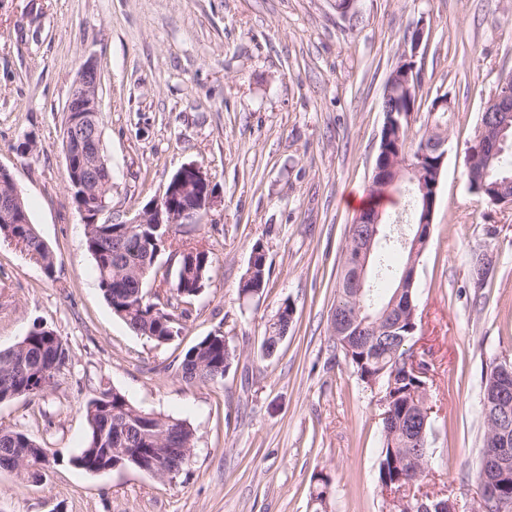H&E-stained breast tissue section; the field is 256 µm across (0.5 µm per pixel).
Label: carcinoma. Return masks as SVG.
<instances>
[{
  "instance_id": "1",
  "label": "carcinoma",
  "mask_w": 512,
  "mask_h": 512,
  "mask_svg": "<svg viewBox=\"0 0 512 512\" xmlns=\"http://www.w3.org/2000/svg\"><path fill=\"white\" fill-rule=\"evenodd\" d=\"M448 118L441 112L434 117L431 127L423 133L412 135L404 132L398 148L408 156H415L424 142L434 135L447 131ZM491 178L500 180L508 192H512V165L504 156H499L491 168ZM405 204L403 212L396 215L393 223L400 224L409 218L414 230H419L423 213L418 186L409 182L403 186ZM24 222L21 224L0 223V234L14 239L22 250L42 264L47 273L54 270V255L37 233L26 206H21ZM120 224L85 225V247L95 261L99 288L112 308L131 330L158 343H168L180 336L184 329L183 315L172 309L179 303H188L197 298L210 279L213 267L211 251L196 254H181L179 260L185 266L186 276L174 280L165 297L166 306L161 302L144 300L131 309L126 304L112 300L114 287L135 292L145 266L152 265L150 275L159 273V266L151 264L152 256L144 246L152 226L141 227L135 234L121 231ZM252 251L257 253L253 277L240 285V292L251 296L261 293L267 286L269 268L263 246L256 243ZM388 302L376 299L369 287L356 296L341 285H336V304L332 316L350 318L365 322L366 335L358 338L335 337L336 346L345 351L343 340H349L352 354L344 355L345 361L353 368L359 379L366 385L378 381L383 389L382 398L392 412L390 422L383 423L382 448L378 465V481L406 484L416 481L421 466L432 462L429 437L430 425H425L422 442H411L413 434L406 427L408 417L415 411L412 392L417 390L423 379L404 374L406 358L410 357L408 343L414 334L416 323L406 322L395 330V336L388 339L375 335L373 322ZM235 350L224 341V334L217 330L205 336L184 355L177 367V375L188 383H212L223 380L224 374L235 360ZM70 359L69 349L62 339L49 328L36 327L14 346L0 350V402L19 396L39 395L52 384L55 374ZM401 375L396 386L386 387L384 381L392 372ZM139 408L128 403L124 395L104 389L86 407L89 434L81 452L71 458V463L88 473H100L111 466L110 455L114 448L130 449V458L124 465L145 472L155 466L160 457L169 467H177L176 455L163 440V435L178 429L179 448H192L195 444L194 429L185 420L161 414L142 423ZM39 471L50 463L47 449L41 447L27 434L0 427V463L10 466L18 460Z\"/></svg>"
}]
</instances>
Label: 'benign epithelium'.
<instances>
[{"label":"benign epithelium","instance_id":"benign-epithelium-1","mask_svg":"<svg viewBox=\"0 0 512 512\" xmlns=\"http://www.w3.org/2000/svg\"><path fill=\"white\" fill-rule=\"evenodd\" d=\"M418 69L415 62L403 61L393 71L384 95L383 112L385 122L383 125L384 140L378 149L375 158L373 181L375 185L385 189H391L408 180L419 185L424 195V210L421 223L432 224L439 176L447 154L445 145L447 137L442 135L434 139L429 146L423 148L416 161L409 160L387 148L388 143L395 139V134L411 124L412 112H392L391 99L396 96L398 83L408 84L410 79L417 76ZM101 111L99 98V74L94 61L84 62L80 68L77 80L74 84L70 98L65 107V115L69 116L78 112ZM496 113L512 114V80L505 78L500 81L499 89L486 103L483 109V117L479 126L477 137L470 146L467 155V167L471 192L480 195L488 189L496 190L489 195V203L493 205L512 206V194L503 191L496 182L488 181L489 173L485 169H474L472 164L481 157L493 158L500 152V145L505 139V131L509 126L508 121H503L497 129V134L488 133V124ZM68 128L67 145L73 155L79 161L70 181L72 190L88 193V188L96 180V168L100 166L101 142L96 133H90L86 127L73 122L66 125ZM112 187L113 181H108L94 194L97 208L94 218L87 219L86 207H81L80 212L83 222L98 223L100 218H105V223L112 224ZM22 193L14 178H9L5 192H0V217L8 224L15 211V204L21 198ZM216 193L207 173L196 163L183 164L169 179L163 193L151 200L140 213L127 220L129 224H158L167 225V231L161 237V248L157 254H162V249H171L170 242L173 239V227L177 224H197L207 211L216 203ZM382 225V212L365 211L355 221L356 235L353 241L355 258L347 267L349 285L352 288L363 289L367 282V266L380 235ZM428 241V235L417 233L413 240L406 241V245L412 247L411 262L400 280V287L410 288L414 284L415 264L417 258L423 252ZM498 449L488 468L484 469L483 478L479 483L478 510L484 512L487 505L494 503L499 512H507L512 507V502L500 498L499 491L495 489L496 480L490 478V473L503 470L508 465L512 449L509 448L508 430H502L497 442ZM389 495L394 506L393 512H455L453 504L449 501L428 503L425 498L418 495H410L406 492L391 493Z\"/></svg>","mask_w":512,"mask_h":512}]
</instances>
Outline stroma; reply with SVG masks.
<instances>
[{"label": "stroma", "instance_id": "stroma-1", "mask_svg": "<svg viewBox=\"0 0 512 512\" xmlns=\"http://www.w3.org/2000/svg\"><path fill=\"white\" fill-rule=\"evenodd\" d=\"M421 106L448 95L447 156L434 220L415 270L435 463L420 494L473 512L485 434L480 414L493 361L512 359V207L470 192L467 150L484 104L512 73V0H0V166L22 190L53 251L46 273L0 236V349L41 324L70 350L49 389L0 403V426L49 453L41 482L0 470V512H389L377 481L383 410L336 350L331 315L348 232L373 201L369 185L385 121L384 88L411 46ZM100 75L112 210L124 220L162 192L182 164L206 171L218 195L180 242L206 244L213 270L182 335L160 344L113 314L84 245L65 180V105L86 60ZM31 136L36 151L14 147ZM270 269L262 293L239 290L255 243ZM490 261L483 286L471 266ZM293 321L262 356L282 304ZM222 331L236 358L215 384L187 385L174 367ZM120 392L195 430L177 478L134 469L97 475L70 463L89 427L85 407Z\"/></svg>", "mask_w": 512, "mask_h": 512}]
</instances>
